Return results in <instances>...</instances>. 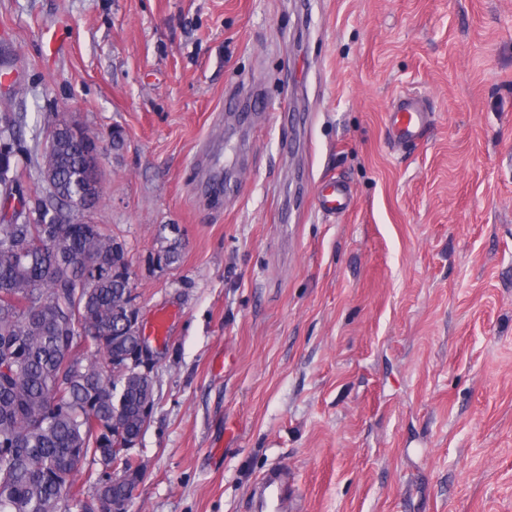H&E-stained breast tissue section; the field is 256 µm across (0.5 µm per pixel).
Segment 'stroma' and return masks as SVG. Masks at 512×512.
<instances>
[{"label":"stroma","instance_id":"obj_1","mask_svg":"<svg viewBox=\"0 0 512 512\" xmlns=\"http://www.w3.org/2000/svg\"><path fill=\"white\" fill-rule=\"evenodd\" d=\"M0 68L23 191L85 130L168 317L130 512H250L273 466L300 512H512V0H0ZM428 117L416 98L401 94L388 114L389 132L401 140H419L428 124ZM318 204L321 212L327 216L344 214L353 205V196L343 181H335L322 187Z\"/></svg>","mask_w":512,"mask_h":512}]
</instances>
